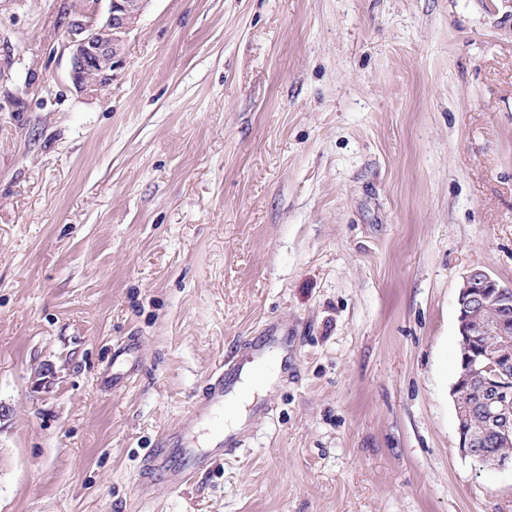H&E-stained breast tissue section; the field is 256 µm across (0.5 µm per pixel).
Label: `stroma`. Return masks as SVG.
I'll list each match as a JSON object with an SVG mask.
<instances>
[{
	"instance_id": "obj_1",
	"label": "stroma",
	"mask_w": 512,
	"mask_h": 512,
	"mask_svg": "<svg viewBox=\"0 0 512 512\" xmlns=\"http://www.w3.org/2000/svg\"><path fill=\"white\" fill-rule=\"evenodd\" d=\"M107 8L0 0V512H512L450 394L463 275L512 287V0H149L81 93L67 27ZM270 324L242 447L142 486ZM139 338L129 336L122 341L112 354V389L122 384L136 370L135 360L139 347Z\"/></svg>"
}]
</instances>
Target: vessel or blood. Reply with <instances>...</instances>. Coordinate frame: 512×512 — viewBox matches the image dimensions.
Masks as SVG:
<instances>
[{
  "instance_id": "1",
  "label": "vessel or blood",
  "mask_w": 512,
  "mask_h": 512,
  "mask_svg": "<svg viewBox=\"0 0 512 512\" xmlns=\"http://www.w3.org/2000/svg\"><path fill=\"white\" fill-rule=\"evenodd\" d=\"M138 347V337L130 336L113 352L112 386H119L134 372ZM237 375V369L225 363L213 372L203 395L193 401L179 430L168 435L162 447L144 457L140 473L142 484L156 480L165 483L172 491H184L195 472L209 468L238 448L240 439L235 432L216 431L206 448L198 447L194 436L197 427L214 422L223 413L225 384Z\"/></svg>"
}]
</instances>
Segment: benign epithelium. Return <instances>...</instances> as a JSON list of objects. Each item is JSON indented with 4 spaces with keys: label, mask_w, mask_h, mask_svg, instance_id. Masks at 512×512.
<instances>
[{
    "label": "benign epithelium",
    "mask_w": 512,
    "mask_h": 512,
    "mask_svg": "<svg viewBox=\"0 0 512 512\" xmlns=\"http://www.w3.org/2000/svg\"><path fill=\"white\" fill-rule=\"evenodd\" d=\"M146 0H108L105 16L80 13L68 26L67 47L71 54L70 79L81 92L94 93L108 86L116 71L126 64L124 46L137 27ZM498 313L489 327L480 317ZM460 369L452 395L474 388L482 395L480 410L488 416V432L496 436L512 434V383L503 376L512 372V363L482 350L480 336L512 337V289L502 286L481 268L469 270L457 294ZM459 447L463 455L485 460L492 466L512 465V456L481 453L476 437L465 427V414L455 405Z\"/></svg>",
    "instance_id": "obj_1"
}]
</instances>
